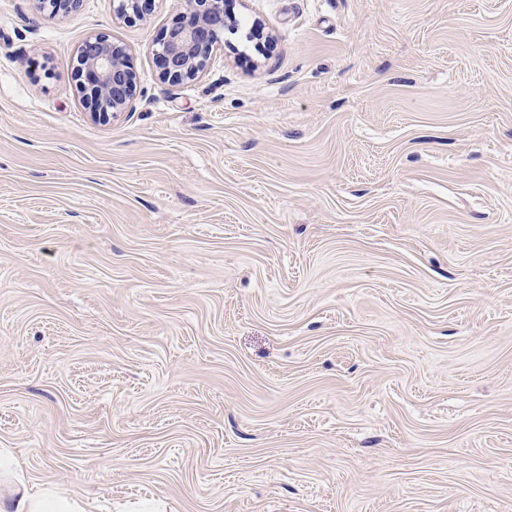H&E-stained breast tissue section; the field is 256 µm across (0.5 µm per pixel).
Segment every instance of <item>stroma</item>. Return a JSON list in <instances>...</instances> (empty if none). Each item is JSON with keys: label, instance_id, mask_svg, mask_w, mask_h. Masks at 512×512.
Wrapping results in <instances>:
<instances>
[{"label": "stroma", "instance_id": "stroma-1", "mask_svg": "<svg viewBox=\"0 0 512 512\" xmlns=\"http://www.w3.org/2000/svg\"><path fill=\"white\" fill-rule=\"evenodd\" d=\"M182 10L0 0V449L93 512H512V0H236L172 85ZM113 13L116 18L136 23L144 21L152 13L154 0H113ZM178 21L155 42L152 54L164 82L184 84L200 78L214 49L224 42V31H235L237 17L224 0H184ZM72 74L83 91L90 118L98 122H109L126 112L138 88L126 48L102 34L81 41Z\"/></svg>", "mask_w": 512, "mask_h": 512}]
</instances>
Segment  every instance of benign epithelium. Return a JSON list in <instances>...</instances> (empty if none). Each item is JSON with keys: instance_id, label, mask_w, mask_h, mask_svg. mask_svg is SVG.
I'll list each match as a JSON object with an SVG mask.
<instances>
[{"instance_id": "obj_1", "label": "benign epithelium", "mask_w": 512, "mask_h": 512, "mask_svg": "<svg viewBox=\"0 0 512 512\" xmlns=\"http://www.w3.org/2000/svg\"><path fill=\"white\" fill-rule=\"evenodd\" d=\"M83 0H41L55 14L69 15ZM178 21L155 42L152 54L160 78L184 84L200 78L208 68L214 49L224 42V31H234L237 17L224 9V0H184ZM154 0H113L116 18L135 23L152 13ZM73 77L82 89L89 116L108 122L125 112L134 99L138 78L125 47L102 34L86 36L76 50Z\"/></svg>"}]
</instances>
